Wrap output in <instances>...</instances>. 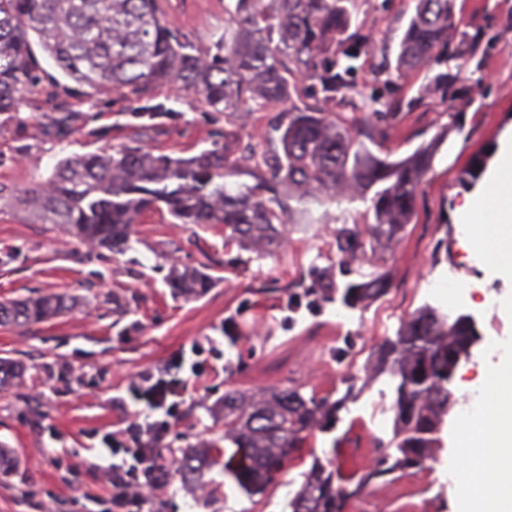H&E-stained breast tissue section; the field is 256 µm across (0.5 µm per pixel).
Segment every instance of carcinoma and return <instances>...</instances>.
I'll return each mask as SVG.
<instances>
[{"mask_svg":"<svg viewBox=\"0 0 512 512\" xmlns=\"http://www.w3.org/2000/svg\"><path fill=\"white\" fill-rule=\"evenodd\" d=\"M167 0H0V115L20 122L24 95L41 82L33 46L62 73L96 93L128 90L137 99L158 84L176 83L202 96L214 112H241L284 103L268 131L269 148L240 146L236 131L217 133L212 146L191 156L123 145L60 160L42 183L14 196L40 224H54L88 250L121 253L131 229L154 211L179 224L224 225V247L258 259L273 255L272 242L287 224H334L336 253L361 262L369 252L398 245L416 215L417 194L448 131L395 158L383 149L387 129L375 124L369 102L352 78L354 62L371 53L374 39L359 18V0H226L224 33L216 53L202 54L167 24ZM459 31L456 0H415L400 40L395 69L419 74L448 60ZM37 41H32L31 36ZM312 81L319 101L345 107L327 112L304 101ZM83 115L54 112L43 133H70ZM484 158H473L461 182L474 183ZM251 182H246V179ZM366 205V213L352 207ZM210 265L171 267L168 283L185 299L214 286ZM339 284L314 268L288 294V306L313 309L336 301L346 310L365 308L386 291V280L362 267ZM78 306L64 294L0 300V326L28 327L52 321ZM480 340L468 314L417 310L396 335L385 339L363 366L365 375L388 377L394 414L392 438L379 444L370 471L338 474L331 459L314 460L288 512H346L373 480L420 470L437 448L458 402L452 384L461 361ZM23 367L0 359V388L17 384ZM360 376L344 378L338 399L297 388L224 391V440L181 447L177 474L205 490L204 474L224 470L249 498L263 496L297 448L316 433L335 428L357 395Z\"/></svg>","mask_w":512,"mask_h":512,"instance_id":"carcinoma-1","label":"carcinoma"}]
</instances>
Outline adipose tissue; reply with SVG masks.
<instances>
[{"mask_svg": "<svg viewBox=\"0 0 512 512\" xmlns=\"http://www.w3.org/2000/svg\"><path fill=\"white\" fill-rule=\"evenodd\" d=\"M471 241L490 269L512 280V132L503 134L480 190L467 196L457 213ZM480 421L491 432L473 445L466 429L457 432L453 512H512V358L501 357L482 388ZM491 456L494 466L482 485L467 474L475 455Z\"/></svg>", "mask_w": 512, "mask_h": 512, "instance_id": "adipose-tissue-1", "label": "adipose tissue"}]
</instances>
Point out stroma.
<instances>
[{
    "instance_id": "1",
    "label": "stroma",
    "mask_w": 512,
    "mask_h": 512,
    "mask_svg": "<svg viewBox=\"0 0 512 512\" xmlns=\"http://www.w3.org/2000/svg\"><path fill=\"white\" fill-rule=\"evenodd\" d=\"M361 16L376 38L372 54L356 63L355 80L372 99L375 120L386 124L388 103L401 101L404 119L390 130L394 156L410 153L432 137L452 115L463 130L451 134L422 183L416 217L405 239L371 259L389 288L364 310H293L289 288L311 267L338 265L333 227L290 224L274 258L225 265L224 229L172 223L167 213L148 215L137 225L125 253L87 255L60 229L39 224L17 207V190L46 179L55 164L73 155L99 153L133 137L129 115L138 102L115 92L97 95L65 77L41 58L44 79L27 95L24 124L0 128V298L65 293L79 301L67 316L27 328L0 327V357L19 362L21 382L0 390V444L18 463L0 475V512H112V494L101 470L108 455L105 436L150 417L128 391L142 373L173 369L187 389L172 420L171 435L218 437L224 433V329L234 324L241 338V369L234 385L259 391L296 387L303 394L340 397L345 374L357 372L386 337L419 307L466 313L484 341L512 337V318L487 307V295L512 294V282L491 277L456 222L458 206L471 187L459 180L477 155L493 156L500 136L512 129V0H461L460 29L493 38L482 67L449 60L444 70L451 97L421 98L423 74L394 72L413 0H360ZM167 20L201 52L213 49L224 31V0H169ZM147 105L167 120L145 139L147 147L186 155L210 148L214 130L239 125L245 143L264 145L279 109L249 113L244 121L211 111L201 96L175 85L150 91ZM80 112L85 120L62 139L41 133L47 114ZM448 240V257L438 261L434 247ZM210 255L215 287L195 300L175 297L166 281L170 263L195 265ZM454 281L468 301L452 305L433 293L429 282ZM384 381L364 385L348 402L337 427L310 436L293 455L276 486L265 496L247 498L225 484L223 470L212 481L224 484L225 498L195 501L178 478L157 493L151 512H284L314 458L329 457L342 476L372 467L371 448L392 437ZM457 422L446 425L444 447L419 471L392 482L371 484L354 501L355 512L392 494L391 512H452L455 487L445 469L456 446Z\"/></svg>"
}]
</instances>
